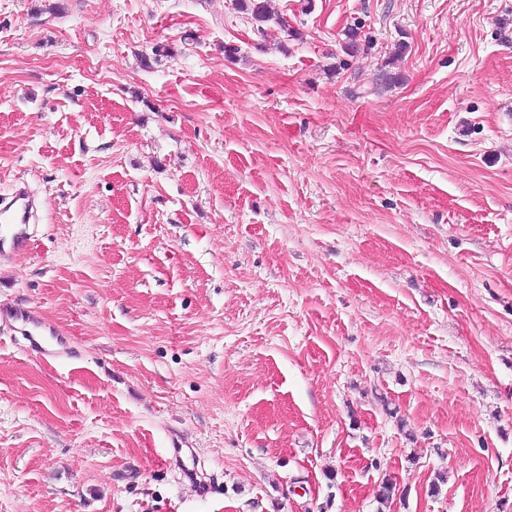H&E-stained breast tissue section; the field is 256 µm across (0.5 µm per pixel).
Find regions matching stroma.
Instances as JSON below:
<instances>
[{"mask_svg": "<svg viewBox=\"0 0 512 512\" xmlns=\"http://www.w3.org/2000/svg\"><path fill=\"white\" fill-rule=\"evenodd\" d=\"M53 2L0 0V310L75 353L0 323V512H512V0ZM238 7L242 12L250 14L251 19L256 24V31L259 34L264 35L265 28L263 25L272 19L267 1L239 0ZM27 202L23 198L15 199L11 206L0 212V222L8 226V230L13 232L15 237L14 245H21L22 250L28 245V234L25 231H16V226L25 224L27 214Z\"/></svg>", "mask_w": 512, "mask_h": 512, "instance_id": "1", "label": "stroma"}]
</instances>
